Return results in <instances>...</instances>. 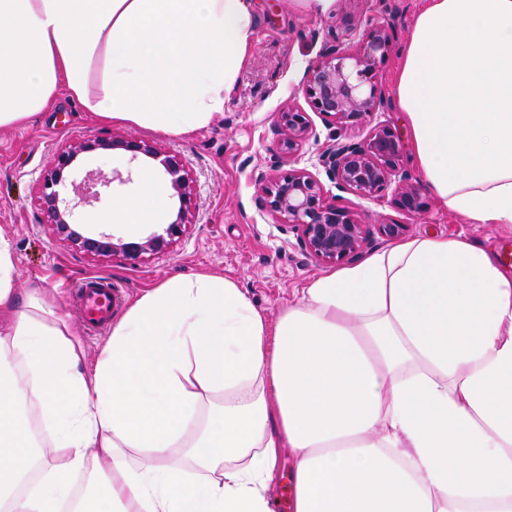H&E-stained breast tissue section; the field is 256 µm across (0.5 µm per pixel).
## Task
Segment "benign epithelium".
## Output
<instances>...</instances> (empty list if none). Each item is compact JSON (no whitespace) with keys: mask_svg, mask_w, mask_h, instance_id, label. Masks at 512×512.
<instances>
[{"mask_svg":"<svg viewBox=\"0 0 512 512\" xmlns=\"http://www.w3.org/2000/svg\"><path fill=\"white\" fill-rule=\"evenodd\" d=\"M390 36L385 26L366 21L361 39L350 50L341 42L328 48L307 69L304 92L312 107L325 120L342 127L350 121H362L382 104L374 82L377 64L388 51ZM276 122L284 135L283 145L293 156L314 136L307 113L285 106L276 113ZM97 150H122L131 159L140 157L157 160L171 177L178 199L175 219L166 225L164 233L154 234L142 242L114 240L111 234L85 236L74 229L76 205L61 196L66 177L83 153ZM400 162L402 145L388 126L376 125L362 141L351 142L336 138L319 156V163L335 187L363 199L379 196L392 182ZM184 164L177 155L161 156L153 143L141 138L93 137L76 145L57 149L39 180L41 207L57 240L67 247L88 254L107 257L119 263H135L143 255L161 251L180 240L189 225V216L196 210V195L183 175ZM124 183L118 172L108 176L90 171L84 178L79 203L91 205L100 201L101 187L114 181ZM257 181L265 194L266 208L281 217L285 226L297 234L304 251L319 262L337 263L353 260L370 244L374 233L396 237L405 230L403 224H365L348 208L336 204L320 183L304 169L276 167L271 173H260ZM395 203L411 214L418 215L428 206L422 189L406 175H401L395 187Z\"/></svg>","mask_w":512,"mask_h":512,"instance_id":"obj_1","label":"benign epithelium"}]
</instances>
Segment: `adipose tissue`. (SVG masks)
<instances>
[{
  "label": "adipose tissue",
  "instance_id": "ef3b65f1",
  "mask_svg": "<svg viewBox=\"0 0 512 512\" xmlns=\"http://www.w3.org/2000/svg\"><path fill=\"white\" fill-rule=\"evenodd\" d=\"M253 0H0V128L60 93L185 138L224 115ZM394 99L433 195L512 226V0H423ZM145 170L89 215L164 222ZM0 232V512H512V272L424 234L313 278L276 322L199 271L136 298L88 360L56 297L16 295ZM290 471L291 462L290 459H288V455H285L278 464L273 487V496L278 501L275 512H291L288 501V487L286 488Z\"/></svg>",
  "mask_w": 512,
  "mask_h": 512
}]
</instances>
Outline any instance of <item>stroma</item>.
Returning a JSON list of instances; mask_svg holds the SVG:
<instances>
[{"mask_svg":"<svg viewBox=\"0 0 512 512\" xmlns=\"http://www.w3.org/2000/svg\"><path fill=\"white\" fill-rule=\"evenodd\" d=\"M420 5L421 0H334L327 11L305 12L287 7L286 0H254L256 28L249 60L224 104V116L187 138L99 122L65 94L28 125L1 129L0 229L12 244L19 291L36 286L55 290L61 314L91 357L109 331H90L78 308L73 286L88 276L119 283L130 302L165 279L205 269L235 280L262 313L276 318L281 308L301 298L312 278L327 269L305 253L296 233L284 231L281 217L263 207L256 181L258 173L270 170L282 155L275 119L287 104L307 112L314 129L310 141L293 156L292 166L315 176L338 205L352 208L368 224L406 225L410 237L434 233L490 241L512 270V228L470 223L449 213L432 196L425 212L409 215L395 206L393 190L372 199L337 191L319 164L321 152L339 136L360 141L377 124L407 136L404 116L392 97L401 48ZM368 18L383 24L392 38L376 75L385 102L370 121L340 129L312 112L302 83L309 65L335 44L337 35H344L346 44L356 45V30ZM134 134L152 140L162 153L181 155L184 175L197 197L185 235L135 266L62 246L39 201L38 179L53 153L87 137ZM140 168V161L121 150L82 154L68 174L64 195L76 196L87 171L136 174Z\"/></svg>","mask_w":512,"mask_h":512,"instance_id":"obj_1","label":"stroma"}]
</instances>
